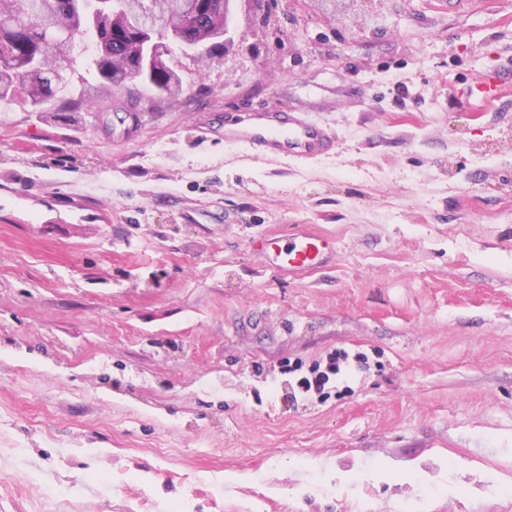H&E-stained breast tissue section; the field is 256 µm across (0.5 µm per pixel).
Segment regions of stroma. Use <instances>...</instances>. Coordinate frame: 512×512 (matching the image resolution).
Instances as JSON below:
<instances>
[{
    "instance_id": "obj_1",
    "label": "stroma",
    "mask_w": 512,
    "mask_h": 512,
    "mask_svg": "<svg viewBox=\"0 0 512 512\" xmlns=\"http://www.w3.org/2000/svg\"><path fill=\"white\" fill-rule=\"evenodd\" d=\"M289 2L137 121L0 108V512H512V0ZM294 108L330 154L224 136ZM303 232L329 265L270 267ZM505 82L501 75L490 71L472 80L468 86V96L478 104L495 100L504 89ZM369 364V357L363 352L351 355L346 350H333L321 361H316L307 369L300 362L288 365L283 372L293 375L294 386L291 399H317L326 401L331 397L335 382L339 379H351L356 371Z\"/></svg>"
}]
</instances>
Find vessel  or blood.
<instances>
[{
  "instance_id": "vessel-or-blood-1",
  "label": "vessel or blood",
  "mask_w": 512,
  "mask_h": 512,
  "mask_svg": "<svg viewBox=\"0 0 512 512\" xmlns=\"http://www.w3.org/2000/svg\"><path fill=\"white\" fill-rule=\"evenodd\" d=\"M504 85L501 75L491 71L473 79L467 93L474 102L486 104L500 95ZM238 120L249 128L250 145L262 155L313 157L331 151L335 145L333 133L302 112H245ZM335 250L331 238L305 233L283 245L270 240L266 257L272 268L299 272L326 262Z\"/></svg>"
}]
</instances>
